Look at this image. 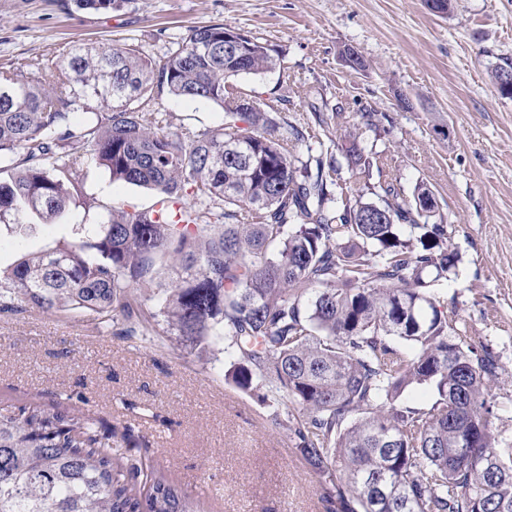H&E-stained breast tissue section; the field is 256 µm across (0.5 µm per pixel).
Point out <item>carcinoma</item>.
<instances>
[{"label":"carcinoma","mask_w":512,"mask_h":512,"mask_svg":"<svg viewBox=\"0 0 512 512\" xmlns=\"http://www.w3.org/2000/svg\"><path fill=\"white\" fill-rule=\"evenodd\" d=\"M126 2L75 0L105 14ZM227 30L195 27L159 60L80 43L29 64L25 81L0 70V223H50L93 168L156 196L145 210L106 206L80 239L0 271V313L79 309L126 339L227 344L225 378L262 390L328 512H512V445L490 422L499 363L445 310L459 255L417 207L427 189L363 199L373 161L354 138L340 148L347 181L321 157L296 165L303 135L279 133L274 105L231 109L243 95L229 81L278 59L254 39L225 46ZM164 93L227 120L188 128L153 108ZM93 103L105 111L72 121ZM173 264L148 310L141 289ZM415 388L428 405L407 402ZM112 437L89 412L0 406V512H197Z\"/></svg>","instance_id":"obj_1"}]
</instances>
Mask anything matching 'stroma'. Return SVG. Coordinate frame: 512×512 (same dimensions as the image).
Here are the masks:
<instances>
[{
  "mask_svg": "<svg viewBox=\"0 0 512 512\" xmlns=\"http://www.w3.org/2000/svg\"><path fill=\"white\" fill-rule=\"evenodd\" d=\"M221 23L268 45L278 67L233 80L300 126L297 155L350 173L339 150L356 132L373 166L360 187L377 201L394 185L427 187L460 261L448 308L499 358L492 422L512 440V99L491 75L512 62V0H128L98 14L74 0H0V68L74 41L133 43L165 56L195 26ZM367 62L352 70L345 48ZM155 106L187 127L224 123L212 103L163 95ZM152 190L92 170L83 200L50 225L0 228V269L80 237L105 204L144 210ZM229 353L192 351L175 337L143 348L100 329L88 313L0 314V403L91 409L131 454L153 463L198 512H327L318 483L257 393L225 379Z\"/></svg>",
  "mask_w": 512,
  "mask_h": 512,
  "instance_id": "stroma-1",
  "label": "stroma"
}]
</instances>
